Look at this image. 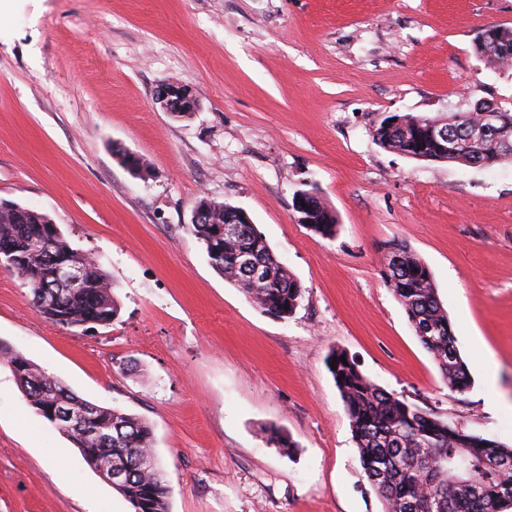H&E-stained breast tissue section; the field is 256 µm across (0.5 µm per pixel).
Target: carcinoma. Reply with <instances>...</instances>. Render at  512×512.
Listing matches in <instances>:
<instances>
[{"label": "carcinoma", "mask_w": 512, "mask_h": 512, "mask_svg": "<svg viewBox=\"0 0 512 512\" xmlns=\"http://www.w3.org/2000/svg\"><path fill=\"white\" fill-rule=\"evenodd\" d=\"M474 51L487 69L501 71L512 64V28L494 25L488 40L477 35ZM503 111L504 141L463 150L449 163L467 167L479 160L493 164L512 161V109ZM465 127L479 115L469 110L433 115ZM404 123L418 128L404 134L403 128L384 121L372 126L376 143L389 152L436 158L435 150L418 123L419 116L402 115ZM310 196L302 212L308 227L323 238L336 233V214L325 204L316 187L301 191ZM196 206L210 213L211 223L189 224L187 230L204 248L211 266L224 279L240 288L262 311L286 319L301 303L303 288L278 260L254 224L237 225L231 238L224 237L225 220L235 207L207 198ZM403 260L385 270V283L404 308L415 335L435 361L448 389L464 393L471 386L467 364L456 347L449 323L428 266L406 246L395 245ZM8 258V269L29 288L34 308L64 328L88 324L107 327L119 315L112 279L92 256L70 244L51 218L23 208L0 212V257ZM60 265L77 268L82 281L66 287L55 277ZM68 288L58 299H44L43 288ZM343 351H334L328 361L340 392L367 479L379 495L384 512H505L512 508V448L476 432L448 424L427 407L388 392L363 375L351 358L340 361ZM0 363L9 366L20 391L35 412L59 426L61 412L86 400L36 367L31 360L0 343ZM85 461L125 459L131 463L128 480L118 492L133 512H169L170 490L159 469L136 465L152 456V429L144 420L118 409L96 406L95 421L63 431Z\"/></svg>", "instance_id": "carcinoma-1"}]
</instances>
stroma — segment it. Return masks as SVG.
<instances>
[{
  "label": "stroma",
  "mask_w": 512,
  "mask_h": 512,
  "mask_svg": "<svg viewBox=\"0 0 512 512\" xmlns=\"http://www.w3.org/2000/svg\"><path fill=\"white\" fill-rule=\"evenodd\" d=\"M512 0H8L0 10V200L48 215L109 273L107 327L65 329L0 267V342L81 398L145 419L169 512H383L328 369L512 445V163L408 159L392 114L512 99L473 39ZM162 83L192 87L175 118ZM142 158L133 174L115 146ZM317 187L334 238L300 224ZM242 208L302 285L264 313L188 233L200 197ZM429 267L472 384L452 392L384 282ZM495 374L486 384V371ZM277 427L295 444L267 440ZM64 457L69 485L58 483ZM0 512H131L0 364ZM155 100L165 112L175 118H180L179 112H195L198 101L192 89L179 83H162L154 91Z\"/></svg>",
  "instance_id": "obj_1"
}]
</instances>
